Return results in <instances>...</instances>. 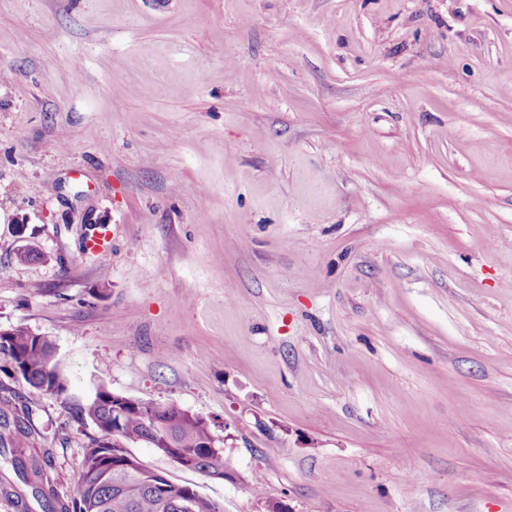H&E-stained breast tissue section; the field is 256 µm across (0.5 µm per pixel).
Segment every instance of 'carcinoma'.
<instances>
[{
    "mask_svg": "<svg viewBox=\"0 0 512 512\" xmlns=\"http://www.w3.org/2000/svg\"><path fill=\"white\" fill-rule=\"evenodd\" d=\"M0 362L39 392H68L55 343L34 335L24 324L15 325L7 336L0 335ZM117 404L118 395L100 387L93 398L77 405L79 417L92 423L100 435L90 437L84 446L75 492L63 498L49 474L52 451L31 446L27 409L17 405L9 389H1L0 457L10 462L15 481L1 478L0 495L13 500L17 512H31L33 501L46 512H183L185 505L196 512H223L191 486L130 463L123 450L114 446L117 438L128 443L168 439L174 448L160 452H178L186 469L208 477L224 466V448L215 444L210 423L198 415L153 416L131 407L119 414L114 411Z\"/></svg>",
    "mask_w": 512,
    "mask_h": 512,
    "instance_id": "1",
    "label": "carcinoma"
}]
</instances>
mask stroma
I'll list each match as a JSON object with an SVG mask.
<instances>
[{
  "mask_svg": "<svg viewBox=\"0 0 512 512\" xmlns=\"http://www.w3.org/2000/svg\"><path fill=\"white\" fill-rule=\"evenodd\" d=\"M1 72L60 496L103 386L210 421L232 478L126 450L224 512H512V0H0Z\"/></svg>",
  "mask_w": 512,
  "mask_h": 512,
  "instance_id": "1",
  "label": "stroma"
}]
</instances>
